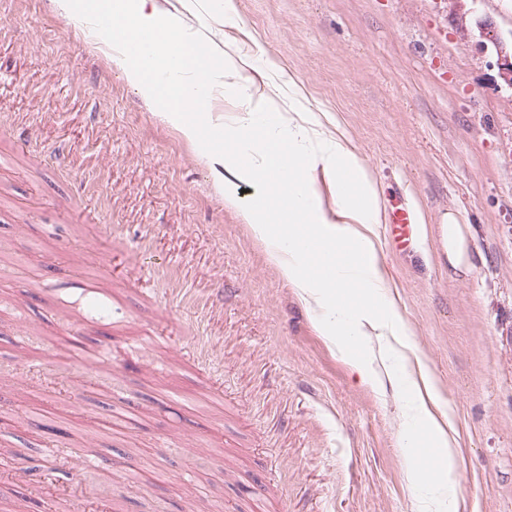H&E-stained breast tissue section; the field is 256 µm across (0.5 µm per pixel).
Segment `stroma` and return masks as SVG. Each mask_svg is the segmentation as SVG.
I'll list each match as a JSON object with an SVG mask.
<instances>
[{"label":"stroma","mask_w":512,"mask_h":512,"mask_svg":"<svg viewBox=\"0 0 512 512\" xmlns=\"http://www.w3.org/2000/svg\"><path fill=\"white\" fill-rule=\"evenodd\" d=\"M342 129L413 251L371 239L458 448L406 450L402 379L321 336L202 156L57 0H0V512H512V89L475 14L512 0H156ZM78 188L84 204L72 202ZM457 212L461 253L448 247ZM109 345L116 370L81 349ZM95 458L71 476L68 455ZM131 459L145 478L112 477ZM52 468L35 483L19 470ZM384 211V228L389 246L397 252L406 253L416 244L417 213L404 201L400 190H394Z\"/></svg>","instance_id":"35a3bbf8"}]
</instances>
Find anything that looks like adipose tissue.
Returning a JSON list of instances; mask_svg holds the SVG:
<instances>
[{
	"instance_id": "ef3b65f1",
	"label": "adipose tissue",
	"mask_w": 512,
	"mask_h": 512,
	"mask_svg": "<svg viewBox=\"0 0 512 512\" xmlns=\"http://www.w3.org/2000/svg\"><path fill=\"white\" fill-rule=\"evenodd\" d=\"M58 2L64 12L108 20L99 35L126 60L129 79L165 107L169 122L203 154L211 147L201 138V124L230 143L220 157L224 201L242 212L282 275L314 302L323 336L334 344L348 341L358 352L367 337L395 335L394 311L382 314L376 307L387 283L366 233L382 221L380 191L345 137L327 133L319 114L293 92L284 112L252 99L244 115L224 123L204 107L186 112L184 103L207 86L230 89L242 79L232 59L216 62L215 45L199 30L163 13L155 0ZM283 167L287 181H272L271 172ZM243 182L256 186L252 199L240 196ZM325 190L334 199L329 210Z\"/></svg>"
}]
</instances>
